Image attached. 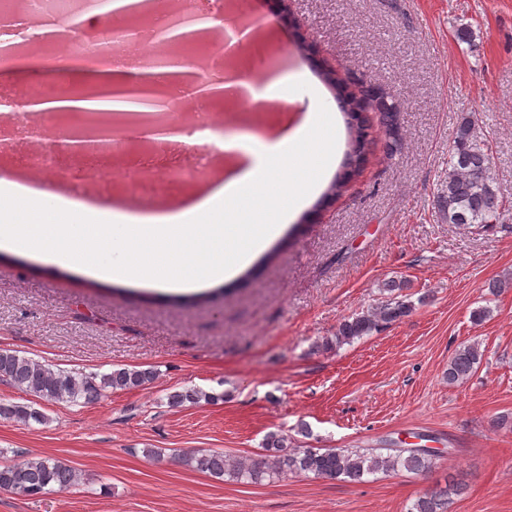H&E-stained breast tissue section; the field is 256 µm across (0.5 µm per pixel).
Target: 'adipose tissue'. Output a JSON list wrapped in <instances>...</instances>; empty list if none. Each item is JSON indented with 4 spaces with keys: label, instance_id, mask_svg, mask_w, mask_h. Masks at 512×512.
Returning a JSON list of instances; mask_svg holds the SVG:
<instances>
[{
    "label": "adipose tissue",
    "instance_id": "ef3b65f1",
    "mask_svg": "<svg viewBox=\"0 0 512 512\" xmlns=\"http://www.w3.org/2000/svg\"><path fill=\"white\" fill-rule=\"evenodd\" d=\"M303 82L297 73L248 85L249 105L302 103L303 120L272 136L232 134L215 142L242 162L176 210L109 208L0 179V250L165 290L231 278L304 207L335 163V117L316 96L299 93Z\"/></svg>",
    "mask_w": 512,
    "mask_h": 512
}]
</instances>
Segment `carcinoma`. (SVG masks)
Here are the masks:
<instances>
[{
  "label": "carcinoma",
  "mask_w": 512,
  "mask_h": 512,
  "mask_svg": "<svg viewBox=\"0 0 512 512\" xmlns=\"http://www.w3.org/2000/svg\"><path fill=\"white\" fill-rule=\"evenodd\" d=\"M319 76L344 104L348 130L346 172L330 184L324 198L339 195L347 179L365 161L372 138L364 112L380 114L385 132V149L389 156L401 149L399 114L402 101L381 86H368L360 96L344 94V81L321 66ZM133 109H122L124 115H147L160 111L161 102L150 95L128 96ZM503 203V192L491 174V158L486 135L478 119L464 114L456 122L448 149V181L437 198L438 209L450 224H476L485 230L496 226ZM404 284L394 280L387 284L388 295L370 308L340 322L336 334L326 339L324 348L341 347L365 336L378 333L409 315L414 303L399 293ZM480 362L478 348L467 345L456 351L448 363V384L466 383ZM155 378L151 369L122 368L110 373L77 375L63 369L20 356L15 351L0 349V380L22 392H30L51 403H89L107 390H130L142 387ZM214 402L218 396L197 387H186L169 396L173 406L200 401ZM0 418L20 423H40L44 415L20 403L0 402ZM177 462L218 479L261 484L287 474H307L317 478L361 483L368 475L405 470L414 474L427 472L434 464V454L422 448L394 449L386 446L370 448H302L288 445V437L269 434L262 452L244 459H230L222 451L188 450L178 455ZM79 481L77 471L51 457H32L0 463V490L34 497L52 491H64ZM456 489L446 487L416 499L410 512H448L450 495Z\"/></svg>",
  "instance_id": "cac0c4a2"
}]
</instances>
